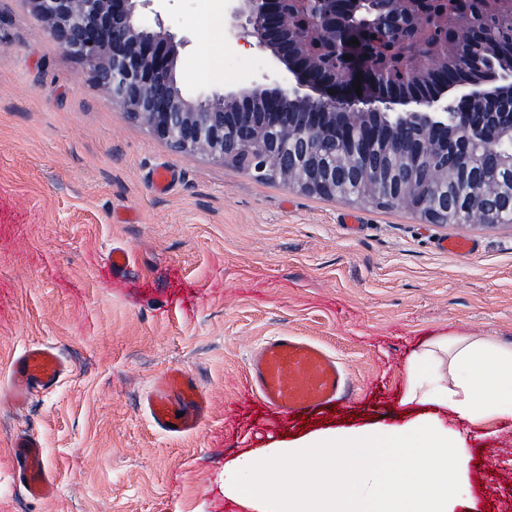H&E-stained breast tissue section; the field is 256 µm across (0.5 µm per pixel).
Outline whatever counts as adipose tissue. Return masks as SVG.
Here are the masks:
<instances>
[{
  "instance_id": "obj_1",
  "label": "adipose tissue",
  "mask_w": 512,
  "mask_h": 512,
  "mask_svg": "<svg viewBox=\"0 0 512 512\" xmlns=\"http://www.w3.org/2000/svg\"><path fill=\"white\" fill-rule=\"evenodd\" d=\"M399 404L448 410L457 425L416 416L275 440L225 466V498L257 512H452L468 458L466 431L512 422V348L439 337L409 357ZM243 473L249 483L240 482Z\"/></svg>"
}]
</instances>
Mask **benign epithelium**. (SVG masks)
<instances>
[{
  "mask_svg": "<svg viewBox=\"0 0 512 512\" xmlns=\"http://www.w3.org/2000/svg\"><path fill=\"white\" fill-rule=\"evenodd\" d=\"M30 2L46 32L109 91L112 107L145 124L173 150L240 165L260 181L281 176L321 196L338 190L336 170L319 169L311 155L288 157L261 147L259 131L281 125L316 133L317 151L338 135L348 138L355 130L369 135L372 124L382 122L395 133L392 149L400 159L408 156L411 129L420 131L428 152L439 134L452 133L467 149L490 144L498 157L512 159V62L503 59L493 36L487 44L494 56L475 75L449 78L438 58L418 54L409 62V75L387 92L373 89L362 67L355 72L360 80H336L344 56L361 55L369 62L396 36L422 48L421 38L432 29L425 0H401L404 10L389 16L376 7L378 0H224L229 30L243 28L266 56L267 70L249 86L204 97H190L178 85L179 43L160 19L151 24L144 15L155 0ZM502 101L509 111L500 113L499 135L469 122L470 107ZM229 126L238 130L235 147L224 145ZM442 174L443 167L429 161L418 170L419 189L403 194L396 184L404 175L380 173L351 202L386 200L432 222L448 212L436 187Z\"/></svg>",
  "mask_w": 512,
  "mask_h": 512,
  "instance_id": "benign-epithelium-1",
  "label": "benign epithelium"
}]
</instances>
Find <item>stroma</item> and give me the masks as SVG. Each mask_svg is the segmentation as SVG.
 Instances as JSON below:
<instances>
[{
  "label": "stroma",
  "instance_id": "obj_1",
  "mask_svg": "<svg viewBox=\"0 0 512 512\" xmlns=\"http://www.w3.org/2000/svg\"><path fill=\"white\" fill-rule=\"evenodd\" d=\"M156 13L181 43L187 94L259 79L231 66L257 49L211 24L224 0H155ZM161 167L176 178L159 194ZM452 237L473 255L441 250ZM116 247L121 268L108 262ZM283 331L336 358L347 404L283 419L248 395L250 354ZM437 336L512 347V224H432L175 152L113 108L30 0H0V390L27 346H53L67 365L54 390L0 411V512H250L224 497L226 462L273 439L423 414L397 399L409 355ZM170 369L210 398L205 422L176 436L140 406ZM22 433L53 463L52 497L30 498L14 477ZM468 453L453 512H512V427L488 423Z\"/></svg>",
  "mask_w": 512,
  "mask_h": 512
}]
</instances>
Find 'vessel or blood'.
<instances>
[{
    "label": "vessel or blood",
    "instance_id": "b4317fda",
    "mask_svg": "<svg viewBox=\"0 0 512 512\" xmlns=\"http://www.w3.org/2000/svg\"><path fill=\"white\" fill-rule=\"evenodd\" d=\"M66 369L54 348L29 347L13 363L9 387L0 400L22 406L31 391L53 389ZM246 386L261 403L282 415L312 411L343 401L349 394L345 373L334 357L313 342L285 333L263 341L248 364ZM143 410L158 432L181 435L204 422L208 397L192 375L166 373L145 393ZM13 447L15 474L31 497L53 494L52 468L39 439L23 435Z\"/></svg>",
    "mask_w": 512,
    "mask_h": 512
}]
</instances>
